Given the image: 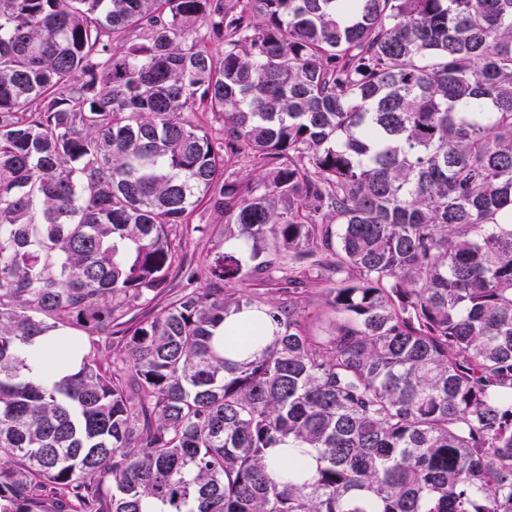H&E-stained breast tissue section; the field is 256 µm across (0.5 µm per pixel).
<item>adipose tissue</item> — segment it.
Here are the masks:
<instances>
[{"instance_id":"ef3b65f1","label":"adipose tissue","mask_w":512,"mask_h":512,"mask_svg":"<svg viewBox=\"0 0 512 512\" xmlns=\"http://www.w3.org/2000/svg\"><path fill=\"white\" fill-rule=\"evenodd\" d=\"M276 326L263 313L248 309L225 319L214 331L213 341L222 349L226 359L232 362L260 351L270 342ZM69 346L64 339L49 336L38 337L29 349L32 367L44 381L51 382L72 372L68 361Z\"/></svg>"}]
</instances>
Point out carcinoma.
Returning a JSON list of instances; mask_svg holds the SVG:
<instances>
[{
  "mask_svg": "<svg viewBox=\"0 0 512 512\" xmlns=\"http://www.w3.org/2000/svg\"><path fill=\"white\" fill-rule=\"evenodd\" d=\"M202 203L237 229L208 286L121 327ZM248 308L278 331L230 362ZM65 329L120 365L45 383ZM148 500L512 512V0H0V512ZM328 285L323 283L319 285L311 284L307 286L308 290L305 294L307 299V303L309 304V311H319L321 313V321H315L313 326L318 327L317 331L320 334H326V330H329V321L334 319V315L329 313H324L325 307L323 306V297L322 290L323 288H327ZM277 327L263 313L248 309L224 320L214 330L213 341L222 349L226 359L241 361L246 356L260 351L273 338ZM68 355V343L62 338L41 336L29 348L30 363L45 382L58 380L74 370ZM86 350L98 359L99 364L104 369H112V360L115 356L112 353V340L104 344V341L98 337L84 336ZM303 448H297L293 452H288V446L283 448H273L270 455V465L277 474L288 473V469L297 464H303L310 470L314 469L315 461L309 454L301 453Z\"/></svg>",
  "mask_w": 512,
  "mask_h": 512,
  "instance_id": "1",
  "label": "carcinoma"
}]
</instances>
